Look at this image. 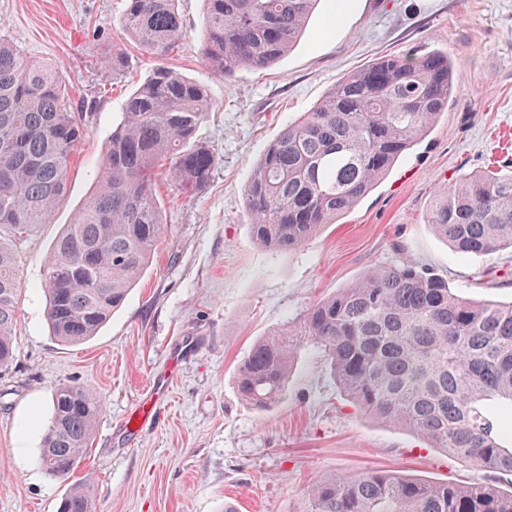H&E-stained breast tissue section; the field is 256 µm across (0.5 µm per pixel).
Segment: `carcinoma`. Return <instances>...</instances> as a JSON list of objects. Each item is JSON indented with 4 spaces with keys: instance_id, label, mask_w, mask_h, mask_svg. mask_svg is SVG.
<instances>
[{
    "instance_id": "carcinoma-1",
    "label": "carcinoma",
    "mask_w": 512,
    "mask_h": 512,
    "mask_svg": "<svg viewBox=\"0 0 512 512\" xmlns=\"http://www.w3.org/2000/svg\"><path fill=\"white\" fill-rule=\"evenodd\" d=\"M200 57L219 76L260 71L300 40L317 0H205ZM123 34L162 58L186 36L177 0H127ZM448 55H389L351 73L267 146L244 195L255 245L288 252L355 208L448 107ZM206 87L164 63L124 102L95 186L47 262L46 320L77 344L124 302L166 230L158 170L185 191L216 166L196 133ZM88 130L54 68L0 38V368L14 359L20 274L11 243L52 222L72 156ZM427 223L461 258L512 247V174H474L438 188ZM315 348L344 394L373 419L410 431L479 467L512 475V302L464 298L404 259L371 269L257 340L238 372L242 399L278 402L298 351ZM102 411L77 385L55 389L39 464L67 480L88 453ZM60 512H93L70 487ZM301 512H512V492L438 483L388 470L313 483Z\"/></svg>"
}]
</instances>
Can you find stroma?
<instances>
[{"label": "stroma", "instance_id": "35a3bbf8", "mask_svg": "<svg viewBox=\"0 0 512 512\" xmlns=\"http://www.w3.org/2000/svg\"><path fill=\"white\" fill-rule=\"evenodd\" d=\"M339 3L342 21L324 33ZM125 7V0H0V37L56 67L75 101L91 107L65 204L16 246L22 291L14 361L0 371V512H58L74 482L94 512H224L228 502L237 512H299L312 482L368 469L511 488L512 478L361 413L314 350L299 351L283 396L264 410L241 399L236 375L259 337L402 258L445 277L465 298L512 301L511 249L460 261L427 222L439 185L512 171V0H320L280 61L227 77L199 56L204 0H179L187 37L166 63L206 86L212 109L197 139L217 165L196 191L159 179L167 230L147 268L96 336L64 345L44 317L46 261L93 189L126 96L157 63L122 34ZM114 51L128 61L117 76L100 63ZM427 51L448 54L457 80L426 138L299 249L256 247L244 188L268 144L341 78L388 54ZM159 380L168 400L156 420L127 428ZM62 384L83 386L103 405L88 454L67 482L37 463Z\"/></svg>", "mask_w": 512, "mask_h": 512}]
</instances>
